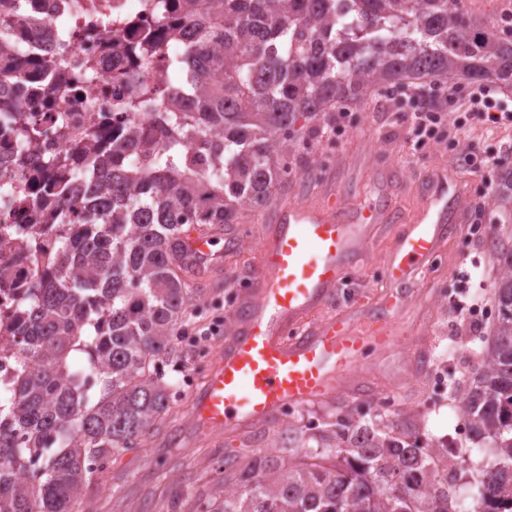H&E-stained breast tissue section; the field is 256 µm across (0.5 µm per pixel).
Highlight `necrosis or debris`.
Listing matches in <instances>:
<instances>
[{"label": "necrosis or debris", "mask_w": 512, "mask_h": 512, "mask_svg": "<svg viewBox=\"0 0 512 512\" xmlns=\"http://www.w3.org/2000/svg\"><path fill=\"white\" fill-rule=\"evenodd\" d=\"M151 0H12V18L18 25V49L0 53V58H14L17 51L44 62H63L81 70L85 61L96 64L83 81L81 104L70 115L69 128H61L56 114L60 102L49 100L45 89L6 82L0 84V102L19 104L28 117L40 125L45 135L44 155H64L74 151L79 132L97 122L101 112H109L110 99L122 91L120 75L127 60L116 52L115 44L132 37H142L153 30L148 15ZM67 21L68 36L56 35L58 21Z\"/></svg>", "instance_id": "necrosis-or-debris-1"}]
</instances>
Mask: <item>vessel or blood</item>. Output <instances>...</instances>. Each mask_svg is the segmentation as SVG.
<instances>
[{"instance_id": "b4317fda", "label": "vessel or blood", "mask_w": 512, "mask_h": 512, "mask_svg": "<svg viewBox=\"0 0 512 512\" xmlns=\"http://www.w3.org/2000/svg\"><path fill=\"white\" fill-rule=\"evenodd\" d=\"M399 218L390 200L353 210L333 202L279 206L259 254L254 288L234 313L238 329L196 399L195 416L203 430L220 433L262 423L285 407L322 401L370 349L396 344L386 321L364 335L342 317L315 327L307 321L346 281V262L364 248L373 226ZM466 221L460 180L454 172L437 171L428 179L421 222L397 240L387 278L405 283L434 254L450 225ZM211 246L210 238L188 237L184 257L189 267L214 269Z\"/></svg>"}]
</instances>
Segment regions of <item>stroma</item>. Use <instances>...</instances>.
Listing matches in <instances>:
<instances>
[{
	"label": "stroma",
	"instance_id": "obj_1",
	"mask_svg": "<svg viewBox=\"0 0 512 512\" xmlns=\"http://www.w3.org/2000/svg\"><path fill=\"white\" fill-rule=\"evenodd\" d=\"M416 102L398 86L375 87L363 101L348 104L344 132L329 138L320 134L326 116L303 121L299 146L288 157L289 175L274 202L246 213L242 223L225 229L213 249L224 257L222 270L201 293L181 327L179 348L196 354L191 338L204 324L205 304H223L224 325L219 336L207 341L209 357H216L234 334L233 305L228 295L242 297L253 287L262 240L273 224L277 202L323 203L336 200L354 207L387 194L403 213L405 224H378L374 243L351 257V275L335 297L315 312L311 324L343 316L359 329L373 322L390 321L398 346L371 351L366 361L342 378L325 401L282 411L269 420L213 435L202 431L193 413L195 398L205 376L196 366L180 368L176 360L161 364L167 383L177 392L159 432L143 446L114 455L97 487L87 494L92 512H194L198 477L214 475L217 460L238 449L241 441L252 448L273 446L285 439L290 427L318 422L336 413L356 410L381 412L389 419L417 418L429 437H451L459 418L457 407L481 362L480 339L491 336L492 326L475 319L471 306H495L493 286L497 262L487 237L470 240L465 225L442 241L436 257L428 259L404 284L400 307L390 311L386 298L396 287L386 277L393 247L406 225L415 224L422 211L424 173L456 168L468 187L466 205L485 203L484 222L489 232L512 223V216L490 207L489 195L472 191L478 177L459 168L461 153L496 154L512 162V126L489 135L475 125L453 138L441 135L435 148L414 151L406 117ZM462 301L463 315L449 317V299ZM426 356L431 367L443 369L446 393L424 389L417 361Z\"/></svg>",
	"mask_w": 512,
	"mask_h": 512
}]
</instances>
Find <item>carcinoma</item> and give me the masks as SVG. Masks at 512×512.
<instances>
[{
    "label": "carcinoma",
    "instance_id": "carcinoma-1",
    "mask_svg": "<svg viewBox=\"0 0 512 512\" xmlns=\"http://www.w3.org/2000/svg\"><path fill=\"white\" fill-rule=\"evenodd\" d=\"M0 0V50L15 38ZM145 44L179 39L156 93L140 72L115 101L152 124L81 134L80 159L40 157L41 131L18 105L0 109L15 171L31 174L23 210L0 251L31 263L12 311L19 373L0 394V512H86L102 468L170 411L158 364L173 352L195 289L174 262L193 230L238 223L288 177L297 122L361 100L381 84L457 76L512 85V39L479 29L459 0H157ZM8 80L44 77L70 99L79 76L33 60ZM491 205L512 214V168ZM495 233L499 317L461 400L468 433L492 444L471 506L449 492L448 442L412 419L350 414L288 430V446L224 457L195 490L197 512H512V245ZM86 355L76 367L70 354ZM364 433L366 444L355 437Z\"/></svg>",
    "mask_w": 512,
    "mask_h": 512
}]
</instances>
